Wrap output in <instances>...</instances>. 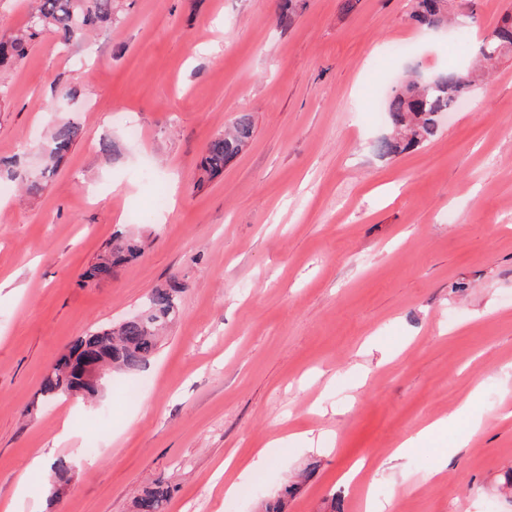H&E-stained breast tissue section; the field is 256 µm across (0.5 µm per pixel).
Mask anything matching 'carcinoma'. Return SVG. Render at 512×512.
<instances>
[{
  "mask_svg": "<svg viewBox=\"0 0 512 512\" xmlns=\"http://www.w3.org/2000/svg\"><path fill=\"white\" fill-rule=\"evenodd\" d=\"M115 0H34L26 24L14 35L0 39V66L27 54L31 44L44 33L57 36L68 48L82 43L90 30L112 24ZM448 11V0H414L409 18L418 28L433 31ZM512 53V14L481 39L471 67L449 66L424 75L418 66L408 67L404 77L393 85L385 97L387 132L373 144L374 153L392 158L409 152L439 135L440 115L453 111L467 97L480 75L488 72L499 59ZM82 126L71 118L58 120L43 146V167L31 175L17 161L0 160V175L17 182L25 193L36 195L55 171L58 163L80 138ZM254 122L251 114L242 113L224 131L206 145L200 162L203 175L212 177L224 171V165L239 155L252 140ZM145 243L139 236L117 237L97 259L86 267L83 282L98 284L112 277L115 267L144 254ZM183 287L176 280L154 288L148 294L138 318L106 325L79 337L43 376L40 394L49 399L81 395L93 398L98 390L81 381L77 365L70 364L74 355L104 353L105 370L135 372L144 368L160 346L161 333L177 316L178 297ZM170 499L169 487L162 483L146 489L135 501L136 512H165Z\"/></svg>",
  "mask_w": 512,
  "mask_h": 512,
  "instance_id": "obj_1",
  "label": "carcinoma"
}]
</instances>
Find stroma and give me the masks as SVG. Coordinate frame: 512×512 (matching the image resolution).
<instances>
[{
    "label": "stroma",
    "instance_id": "obj_1",
    "mask_svg": "<svg viewBox=\"0 0 512 512\" xmlns=\"http://www.w3.org/2000/svg\"><path fill=\"white\" fill-rule=\"evenodd\" d=\"M119 4L90 42L65 52L47 33L0 67L1 158L40 170L31 133L83 127L40 194L0 195V512H135L158 481L166 512H264L286 485L285 512H512V58L435 140L381 159L374 82L455 58L451 37L410 24L409 0H300L288 27L279 0ZM390 43L410 50L385 58ZM242 112L251 142L201 180L206 144ZM160 187L169 205L139 220ZM121 233L150 246L84 285ZM173 278L180 314L144 372L93 403L41 400L73 340ZM469 396L466 447L448 435L391 460ZM48 448L74 464L55 500L28 471Z\"/></svg>",
    "mask_w": 512,
    "mask_h": 512
}]
</instances>
